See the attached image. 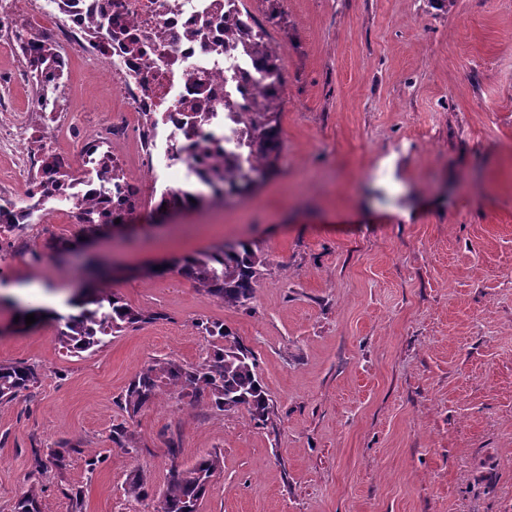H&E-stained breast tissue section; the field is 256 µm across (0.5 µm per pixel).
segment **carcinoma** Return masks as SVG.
Wrapping results in <instances>:
<instances>
[{"label": "carcinoma", "mask_w": 512, "mask_h": 512, "mask_svg": "<svg viewBox=\"0 0 512 512\" xmlns=\"http://www.w3.org/2000/svg\"><path fill=\"white\" fill-rule=\"evenodd\" d=\"M14 37L18 44L28 46L37 55L40 68L45 75L38 79L37 94L42 103L57 99L65 69L54 44L39 41L31 29L17 27ZM229 38L239 42L244 53L255 62L261 74L274 75L280 71L278 52L272 50L264 37H253L248 32L232 29ZM282 104L278 87L274 84L261 88L258 101L250 112L236 113L241 126V146L248 156L257 159L263 171H271L283 148L280 115ZM235 165V173L227 178L218 173L204 180L210 193L205 195L192 190L174 189L164 194L155 206L166 210L182 208L188 198L195 200L193 207L200 208L216 202L219 198L235 193L244 197L251 193L253 170L242 166L235 159L224 164ZM99 176L101 188L112 185V181L125 178L122 169L112 165V158L104 157ZM70 217L77 227L75 241L89 238L103 228L115 224V219L92 206L75 204ZM26 224H0V240H21L27 236ZM181 275L216 298L226 307H243L253 298L262 277L266 261L253 250L248 242L234 246H221L204 253L186 255L176 260ZM110 270L100 264H88L87 287L69 302L77 312L61 316L48 308L18 309L19 322L35 314L36 320L64 321L60 330L61 343L70 351H88L102 343V337L115 334L134 325L147 323L157 315L136 309L119 295L100 287L108 278ZM203 330L217 338L207 356L197 364H184L175 360L156 359L144 365L131 379L122 396L121 406L130 418L153 402L162 387L174 388L181 397L193 401L206 398L219 411L248 413L251 420L265 423L269 419L268 394L256 371L253 354L239 340L232 329L222 322H208ZM40 380L39 370L25 362L0 363V404H9L20 394L34 388ZM223 456L214 451L190 466L172 462L165 490L153 500L152 512H199L211 478L222 469ZM43 491L31 486L19 495L14 512H45L42 504Z\"/></svg>", "instance_id": "obj_1"}]
</instances>
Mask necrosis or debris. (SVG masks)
<instances>
[{
    "label": "necrosis or debris",
    "mask_w": 512,
    "mask_h": 512,
    "mask_svg": "<svg viewBox=\"0 0 512 512\" xmlns=\"http://www.w3.org/2000/svg\"><path fill=\"white\" fill-rule=\"evenodd\" d=\"M237 10V0H42L34 26L62 53L103 64L122 106L107 119L85 122L38 101L30 111L0 114V156L12 166L9 179H0V205L8 206L12 222L33 223L51 203L91 199L101 156L127 166L125 146L132 140L143 178L113 184L108 207L115 211L142 199L145 179L158 165L178 168L183 183L190 184L200 169L221 168L226 156L238 153L234 115L250 109L262 80L224 36L238 24ZM92 21L101 24L93 38L87 34ZM114 29L134 36L135 49L111 40ZM203 98L210 109L198 121L188 107ZM34 134L42 136L44 153L31 151ZM72 138L78 150L62 149L61 140ZM46 153L71 172L64 189L41 175Z\"/></svg>",
    "instance_id": "necrosis-or-debris-1"
}]
</instances>
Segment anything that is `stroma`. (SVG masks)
<instances>
[{"mask_svg": "<svg viewBox=\"0 0 512 512\" xmlns=\"http://www.w3.org/2000/svg\"><path fill=\"white\" fill-rule=\"evenodd\" d=\"M276 46L288 103L275 174L247 198L141 214L67 253L68 214L47 212L28 253L0 247L25 303L67 301L89 257L123 267L111 289L156 321L67 353L60 325L23 328L0 305V362L36 364L34 389L0 405V512L30 485L46 512H152L172 461L224 457L199 512H512V0H240ZM32 86L0 53V113ZM58 108L120 106L78 55ZM249 241L266 266L230 308L177 271L136 267ZM229 326L271 400L266 424L163 389L128 417L148 361L195 364ZM127 423L133 447L112 442ZM69 448L65 467L33 459ZM177 456H170V448ZM147 498H128L129 478Z\"/></svg>", "mask_w": 512, "mask_h": 512, "instance_id": "obj_1", "label": "stroma"}]
</instances>
